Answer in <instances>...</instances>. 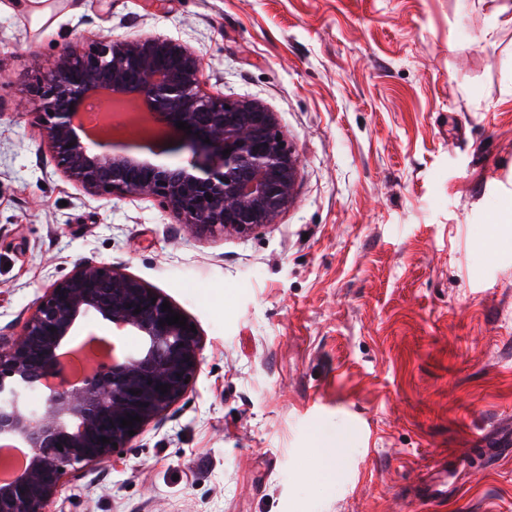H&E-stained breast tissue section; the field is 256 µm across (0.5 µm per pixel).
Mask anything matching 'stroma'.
I'll return each mask as SVG.
<instances>
[{
  "label": "stroma",
  "instance_id": "35a3bbf8",
  "mask_svg": "<svg viewBox=\"0 0 512 512\" xmlns=\"http://www.w3.org/2000/svg\"><path fill=\"white\" fill-rule=\"evenodd\" d=\"M0 13V334L106 262L203 338L187 395L50 512H512V0H46ZM180 41L206 92L276 112L293 202L195 237L158 196H91L33 122V58ZM335 449L336 470L320 448ZM467 461L459 454L448 450L443 465L427 475L421 493L414 501L428 504L445 499L448 496V482L458 471L465 468Z\"/></svg>",
  "mask_w": 512,
  "mask_h": 512
}]
</instances>
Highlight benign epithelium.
<instances>
[{
	"instance_id": "benign-epithelium-1",
	"label": "benign epithelium",
	"mask_w": 512,
	"mask_h": 512,
	"mask_svg": "<svg viewBox=\"0 0 512 512\" xmlns=\"http://www.w3.org/2000/svg\"><path fill=\"white\" fill-rule=\"evenodd\" d=\"M31 73L36 124L55 166L90 195L159 196L198 237L249 236L292 203L299 158L276 113L253 99L203 92L200 58L176 40L94 36L47 67L33 58ZM103 89L140 94L155 113L156 125L133 134V146L153 151L172 140L189 153L186 163L155 164L110 150L107 134H79L76 112ZM179 121L191 133L176 128ZM167 301L110 263L85 262L46 289L19 335L0 336V438L30 456L21 474L0 483V512H47L68 473L110 461L186 396L200 371L202 336L190 319L184 328L160 325L172 311L184 314L173 302L163 310ZM91 315L142 346L119 352L110 342L117 358L73 381L59 350ZM48 374L57 382L35 412L26 394ZM130 415L141 421L121 426Z\"/></svg>"
}]
</instances>
